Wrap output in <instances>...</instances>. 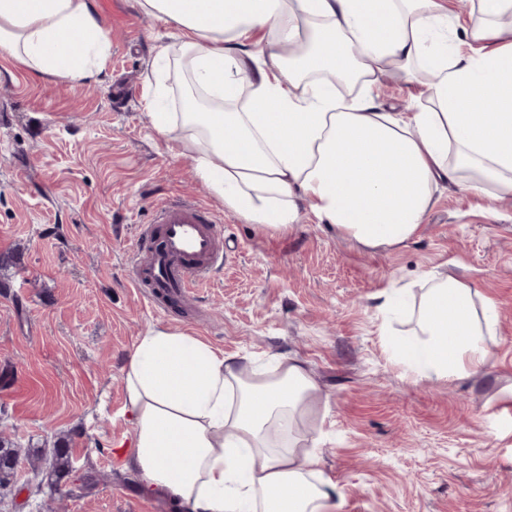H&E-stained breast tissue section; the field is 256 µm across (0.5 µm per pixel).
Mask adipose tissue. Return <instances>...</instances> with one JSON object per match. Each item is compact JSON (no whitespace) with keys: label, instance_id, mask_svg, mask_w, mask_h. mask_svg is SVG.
<instances>
[{"label":"adipose tissue","instance_id":"1","mask_svg":"<svg viewBox=\"0 0 512 512\" xmlns=\"http://www.w3.org/2000/svg\"><path fill=\"white\" fill-rule=\"evenodd\" d=\"M184 31L196 87L220 112L152 107L153 127L183 143L225 208L284 232L307 204L359 246L419 236L441 184L512 196V0H138ZM111 42L95 0H0V52L36 75L80 86L101 75ZM419 85L412 112L373 87ZM359 86L341 97L342 87ZM417 329L390 338L417 378L482 371L493 301L452 274L420 277ZM134 426L124 468L186 512H333L341 495L301 448L295 423L318 386L298 361L242 367L198 337L147 329L124 368Z\"/></svg>","mask_w":512,"mask_h":512}]
</instances>
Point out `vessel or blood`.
Here are the masks:
<instances>
[{"instance_id": "1", "label": "vessel or blood", "mask_w": 512, "mask_h": 512, "mask_svg": "<svg viewBox=\"0 0 512 512\" xmlns=\"http://www.w3.org/2000/svg\"><path fill=\"white\" fill-rule=\"evenodd\" d=\"M223 259V227L197 205L179 200L139 227L129 267L134 286L148 289L150 300L183 299L208 283Z\"/></svg>"}]
</instances>
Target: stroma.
Segmentation results:
<instances>
[{"mask_svg": "<svg viewBox=\"0 0 512 512\" xmlns=\"http://www.w3.org/2000/svg\"><path fill=\"white\" fill-rule=\"evenodd\" d=\"M112 51L100 80L70 89L0 55V437L15 446L0 512H183L146 495L117 458L131 447L123 368L150 327L197 336L239 362H301L319 392L298 422L338 512H512V204L447 185L417 239L367 251L301 213L262 232L225 208L163 139L190 88L176 28L137 0H96ZM209 209L226 260L180 309L134 288L140 224L168 200ZM493 300L485 371L416 379L391 355L375 305L427 270ZM66 442L70 470L51 466Z\"/></svg>", "mask_w": 512, "mask_h": 512, "instance_id": "35a3bbf8", "label": "stroma"}]
</instances>
